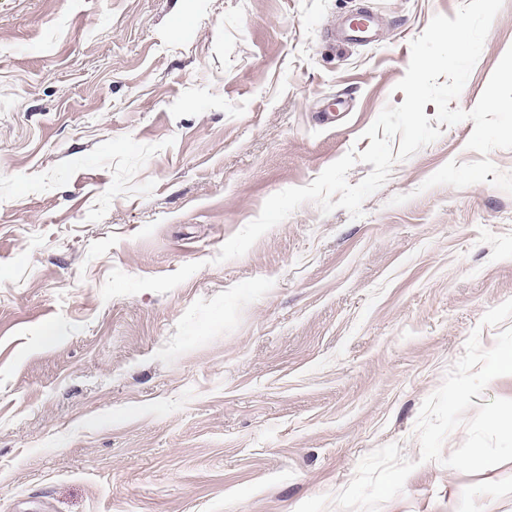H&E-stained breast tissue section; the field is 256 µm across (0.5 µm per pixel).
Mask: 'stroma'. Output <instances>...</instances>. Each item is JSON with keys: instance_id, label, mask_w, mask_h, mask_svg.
<instances>
[{"instance_id": "stroma-1", "label": "stroma", "mask_w": 512, "mask_h": 512, "mask_svg": "<svg viewBox=\"0 0 512 512\" xmlns=\"http://www.w3.org/2000/svg\"><path fill=\"white\" fill-rule=\"evenodd\" d=\"M461 3L0 0V512H296L390 443L417 467L380 512H512V461L424 463L415 434L512 299V193L421 188L479 160L473 121L362 218L306 203L214 261L268 197L369 147L411 40ZM360 10L378 35L339 40ZM511 47L503 0L451 108ZM191 262L168 293L101 297L112 270Z\"/></svg>"}]
</instances>
